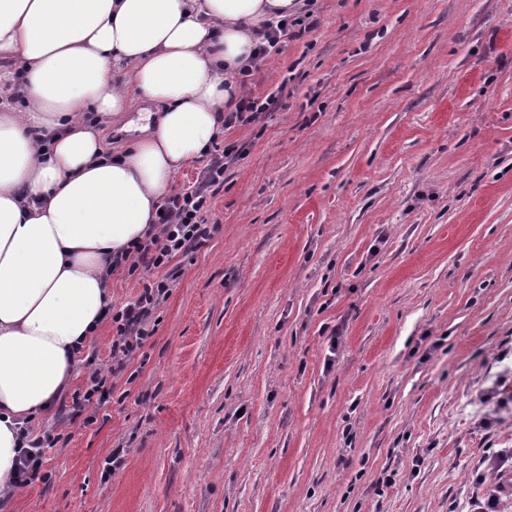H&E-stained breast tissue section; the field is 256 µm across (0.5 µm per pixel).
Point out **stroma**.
<instances>
[{
  "label": "stroma",
  "mask_w": 512,
  "mask_h": 512,
  "mask_svg": "<svg viewBox=\"0 0 512 512\" xmlns=\"http://www.w3.org/2000/svg\"><path fill=\"white\" fill-rule=\"evenodd\" d=\"M311 19L248 80L276 110L219 136L218 231L107 400L33 420L12 512H473L512 472V0ZM30 447L22 455L21 485H29L44 478L41 472L44 442L39 438H33Z\"/></svg>",
  "instance_id": "1"
}]
</instances>
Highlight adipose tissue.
<instances>
[{
    "label": "adipose tissue",
    "mask_w": 512,
    "mask_h": 512,
    "mask_svg": "<svg viewBox=\"0 0 512 512\" xmlns=\"http://www.w3.org/2000/svg\"><path fill=\"white\" fill-rule=\"evenodd\" d=\"M300 0H0V512L112 307V257L241 97L264 25ZM152 112L130 113L138 103ZM128 137L108 148L101 130Z\"/></svg>",
    "instance_id": "ef3b65f1"
}]
</instances>
